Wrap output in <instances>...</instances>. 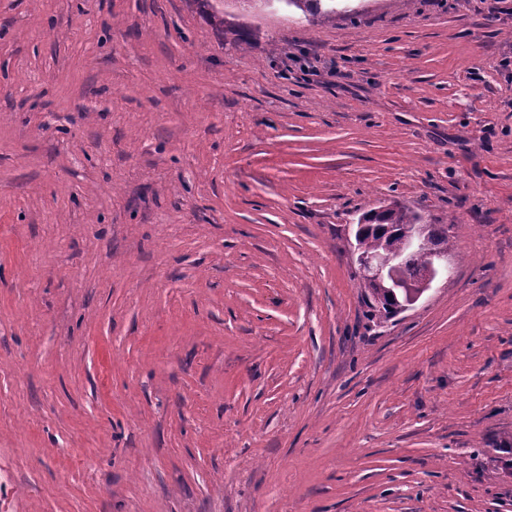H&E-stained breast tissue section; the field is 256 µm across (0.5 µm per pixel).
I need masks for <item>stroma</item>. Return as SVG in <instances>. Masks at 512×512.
<instances>
[{"instance_id":"1","label":"stroma","mask_w":512,"mask_h":512,"mask_svg":"<svg viewBox=\"0 0 512 512\" xmlns=\"http://www.w3.org/2000/svg\"><path fill=\"white\" fill-rule=\"evenodd\" d=\"M337 8L0 0V512H512V0ZM288 7L295 8L301 11L306 20L311 21L318 17L326 19L332 18L336 13L335 8L329 7V4H322V2H329L330 0H287ZM311 17V18H310ZM368 215V214H367ZM363 216L359 223L372 224L365 229L360 236L355 234L356 243L364 253H383L388 249L402 253L403 272L409 276L416 274L426 263L424 270L414 277H408L400 273L398 254L385 252L379 255H366L355 246L356 263L358 273L362 278L377 282L389 281L391 288L405 293L406 301L404 309L416 303L420 297L428 291L436 278L446 271L448 273V252L450 250V235L447 224H421L422 218L408 208L394 203L382 215L368 218ZM377 224L392 226V232L387 234L385 227ZM414 224V225H413ZM406 232L407 248L418 250L424 236L421 251L411 252L404 248V231ZM426 228V230H425ZM394 289H392L394 291ZM359 281L360 288H364L366 294L367 305L370 308L368 314L370 318H387L398 312L397 306L401 305L404 300L402 295H398L397 299H394L384 286L372 281L362 279Z\"/></svg>"}]
</instances>
